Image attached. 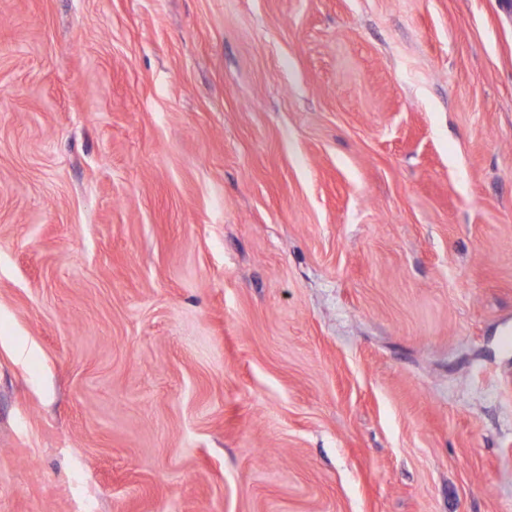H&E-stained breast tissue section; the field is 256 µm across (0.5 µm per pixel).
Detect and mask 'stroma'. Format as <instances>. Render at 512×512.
Returning <instances> with one entry per match:
<instances>
[{
  "label": "stroma",
  "mask_w": 512,
  "mask_h": 512,
  "mask_svg": "<svg viewBox=\"0 0 512 512\" xmlns=\"http://www.w3.org/2000/svg\"><path fill=\"white\" fill-rule=\"evenodd\" d=\"M512 512V0H0V512Z\"/></svg>",
  "instance_id": "35a3bbf8"
}]
</instances>
